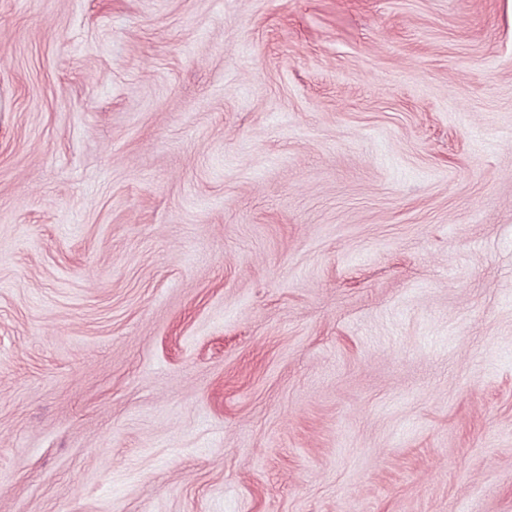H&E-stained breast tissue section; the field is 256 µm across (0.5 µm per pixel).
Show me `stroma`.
I'll return each mask as SVG.
<instances>
[{"instance_id": "stroma-1", "label": "stroma", "mask_w": 512, "mask_h": 512, "mask_svg": "<svg viewBox=\"0 0 512 512\" xmlns=\"http://www.w3.org/2000/svg\"><path fill=\"white\" fill-rule=\"evenodd\" d=\"M0 512H512V0H0Z\"/></svg>"}]
</instances>
